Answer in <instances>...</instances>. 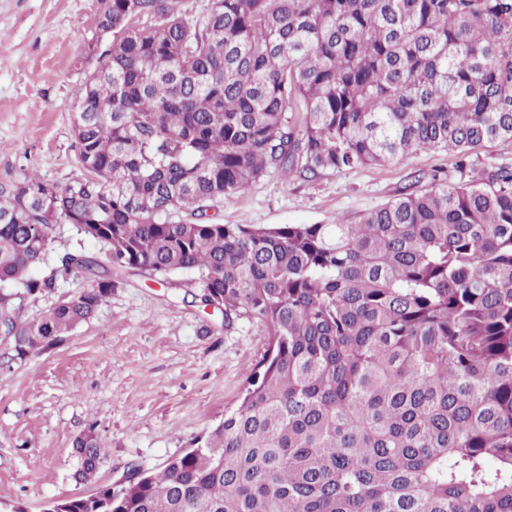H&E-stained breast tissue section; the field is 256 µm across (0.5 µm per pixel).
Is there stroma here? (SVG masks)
Instances as JSON below:
<instances>
[{
	"instance_id": "1",
	"label": "stroma",
	"mask_w": 512,
	"mask_h": 512,
	"mask_svg": "<svg viewBox=\"0 0 512 512\" xmlns=\"http://www.w3.org/2000/svg\"><path fill=\"white\" fill-rule=\"evenodd\" d=\"M99 0H0V183L35 173L66 184L82 175L73 134L77 94L110 35L97 27ZM512 170V143L496 142L459 168L450 151H419L305 181L269 170L239 197L210 203L224 224H329L354 220L433 178L451 184ZM95 316L59 344L25 357L0 336V512L84 497L118 484L131 464L157 471L223 422L265 349L262 329L225 331L222 311L195 300L189 273L166 282L117 273ZM21 296L22 320L86 288ZM94 432L104 459L91 480L75 477L73 444Z\"/></svg>"
}]
</instances>
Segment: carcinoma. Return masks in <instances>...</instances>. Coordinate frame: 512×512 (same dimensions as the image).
Wrapping results in <instances>:
<instances>
[{"instance_id": "cac0c4a2", "label": "carcinoma", "mask_w": 512, "mask_h": 512, "mask_svg": "<svg viewBox=\"0 0 512 512\" xmlns=\"http://www.w3.org/2000/svg\"><path fill=\"white\" fill-rule=\"evenodd\" d=\"M99 0L83 177L0 183V335L46 350L140 270L195 275L267 345L236 409L159 471L43 512H512V173L355 221L222 224L268 170L312 179L512 141V0ZM301 112L300 122L290 113ZM101 243L48 263L56 226ZM89 287L37 320L22 288ZM75 475L103 453L74 442Z\"/></svg>"}]
</instances>
